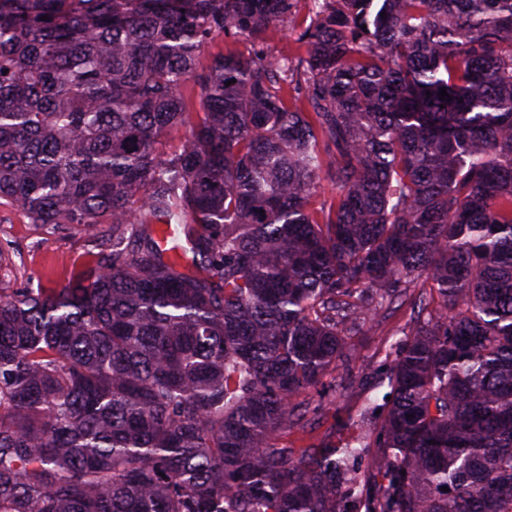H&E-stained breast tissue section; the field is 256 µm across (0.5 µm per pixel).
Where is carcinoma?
Returning a JSON list of instances; mask_svg holds the SVG:
<instances>
[{"label": "carcinoma", "mask_w": 512, "mask_h": 512, "mask_svg": "<svg viewBox=\"0 0 512 512\" xmlns=\"http://www.w3.org/2000/svg\"><path fill=\"white\" fill-rule=\"evenodd\" d=\"M309 3L0 0V205L101 247L0 288V512H512V0ZM405 302L376 436L280 443ZM296 33L287 28H274L270 31L265 43L258 47L252 40L240 37L237 40L227 41L219 36L206 48L200 58V65H206L214 55L224 53L227 49L235 50L245 55L260 53L269 58L288 57L295 50Z\"/></svg>", "instance_id": "cac0c4a2"}]
</instances>
